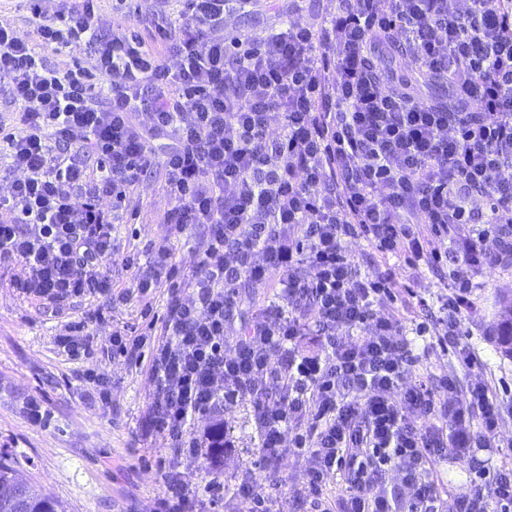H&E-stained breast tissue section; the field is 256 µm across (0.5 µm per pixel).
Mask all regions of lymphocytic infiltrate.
<instances>
[{
  "label": "lymphocytic infiltrate",
  "mask_w": 512,
  "mask_h": 512,
  "mask_svg": "<svg viewBox=\"0 0 512 512\" xmlns=\"http://www.w3.org/2000/svg\"><path fill=\"white\" fill-rule=\"evenodd\" d=\"M21 2L32 33L0 13V94L19 106L0 135L11 159L0 210L12 215L0 268L20 265V288L53 301L112 291V225L161 167L170 234L149 260L126 258L134 275L118 300L174 273L173 237L217 230L170 284L151 364L156 437L210 458L213 437L196 422L258 398L264 462L281 458L287 437L308 452L313 506L340 479L336 512H437L443 448L469 461L488 452L504 397L484 380L459 389L450 374L435 389L424 377L405 384L415 344L378 308L399 282L398 258L447 266L453 294L441 307L457 343L474 276L512 259V0H339L320 25L298 18L230 41L220 35L230 0H175L179 36L160 27L147 41L100 35L96 0ZM397 37L416 70L452 81L457 111L380 74L376 49ZM76 44L93 70L61 73L41 55ZM352 241L381 262L362 268ZM244 276L273 299L232 337ZM312 330L314 356L299 349ZM433 420L444 437L427 434ZM391 469L398 482H374ZM479 478L458 512H512V468L484 464ZM203 493L217 512L223 482L199 493L168 479L158 512H200Z\"/></svg>",
  "instance_id": "lymphocytic-infiltrate-1"
}]
</instances>
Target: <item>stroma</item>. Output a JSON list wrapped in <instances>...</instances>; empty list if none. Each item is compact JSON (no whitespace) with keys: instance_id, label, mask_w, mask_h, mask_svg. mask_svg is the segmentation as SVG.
<instances>
[{"instance_id":"1","label":"stroma","mask_w":512,"mask_h":512,"mask_svg":"<svg viewBox=\"0 0 512 512\" xmlns=\"http://www.w3.org/2000/svg\"><path fill=\"white\" fill-rule=\"evenodd\" d=\"M282 19L280 10L257 0L249 11H227L224 33L258 35ZM96 24L108 35L132 24L146 36L156 25L176 28L181 21L171 0H99ZM172 206L163 171H148L115 229L109 264L114 285H130L132 273L124 258L145 252L166 235L164 217ZM19 273L16 267L0 269V451L11 455L24 481L51 495L64 512H156L166 471L198 485L218 477L230 486L254 467L260 449L251 402L225 408L231 445L209 460L176 454L151 432L157 391L150 371L153 347L145 345L141 358L133 359L120 355L112 338L147 333L143 312L164 314L167 288L117 305L103 296L52 302L17 288ZM474 283L459 315L465 332L460 342L479 353L478 368L464 367L453 352L441 350L436 342L443 329L438 309L421 310L404 295L379 313L408 330L420 322L429 326L428 335L415 339L427 349L417 373L435 380L451 372L463 386L488 377L512 387V361L496 352L487 329L495 293L512 289V263L483 269ZM79 319L86 323L94 354L75 360L59 339L66 324ZM310 466L308 453L287 450L276 465L261 470L271 486L275 512H306L301 496ZM471 477V464L445 450L434 477L442 512H456L455 499L467 491Z\"/></svg>"}]
</instances>
